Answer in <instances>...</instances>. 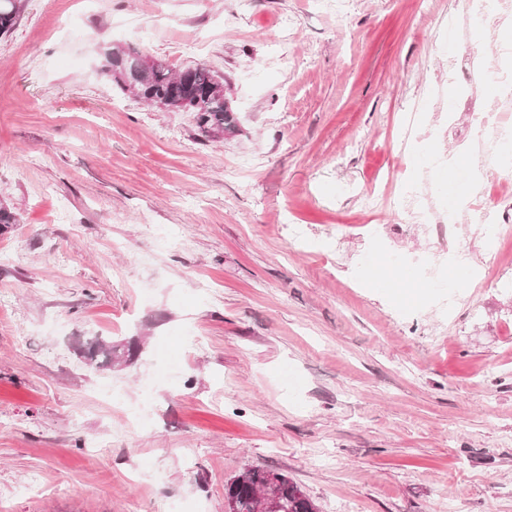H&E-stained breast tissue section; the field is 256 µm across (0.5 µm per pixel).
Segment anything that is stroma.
I'll use <instances>...</instances> for the list:
<instances>
[{
	"instance_id": "35a3bbf8",
	"label": "stroma",
	"mask_w": 512,
	"mask_h": 512,
	"mask_svg": "<svg viewBox=\"0 0 512 512\" xmlns=\"http://www.w3.org/2000/svg\"><path fill=\"white\" fill-rule=\"evenodd\" d=\"M342 2L23 0L0 36V512H224L249 468L319 512H512V262L448 318L367 277L434 249L392 203L406 113L445 162L470 109L512 121L485 80L512 25L476 47L465 0ZM100 41L215 71L236 136L119 94ZM469 202L448 241L482 266L471 207L494 201ZM91 336L136 357L90 369Z\"/></svg>"
}]
</instances>
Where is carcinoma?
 <instances>
[{"mask_svg":"<svg viewBox=\"0 0 512 512\" xmlns=\"http://www.w3.org/2000/svg\"><path fill=\"white\" fill-rule=\"evenodd\" d=\"M22 12L21 0H0V34L16 26ZM102 58L101 71L111 84L125 96H133L155 107L160 103L177 112L193 114L195 126L208 140L218 135L237 132L233 110L217 85L224 79L203 65L174 73L162 61L157 66L141 65L142 52L131 46L104 45L98 47ZM86 364L94 369L118 364L130 352L100 337L85 342L82 351ZM273 486L283 512H317L315 503L301 488L283 474L250 468L244 478L232 479L224 486V499L232 503L234 512H258V492Z\"/></svg>","mask_w":512,"mask_h":512,"instance_id":"carcinoma-1","label":"carcinoma"}]
</instances>
